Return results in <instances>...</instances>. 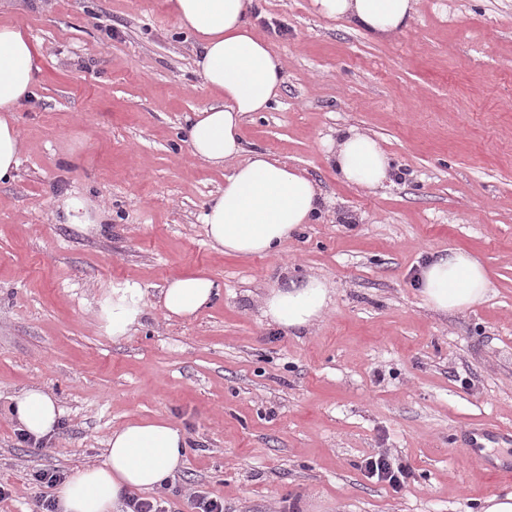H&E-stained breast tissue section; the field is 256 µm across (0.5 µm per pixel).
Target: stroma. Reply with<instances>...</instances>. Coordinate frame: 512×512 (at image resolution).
Returning a JSON list of instances; mask_svg holds the SVG:
<instances>
[{
	"instance_id": "obj_1",
	"label": "stroma",
	"mask_w": 512,
	"mask_h": 512,
	"mask_svg": "<svg viewBox=\"0 0 512 512\" xmlns=\"http://www.w3.org/2000/svg\"><path fill=\"white\" fill-rule=\"evenodd\" d=\"M255 33L280 55L271 110L246 117V151L313 180L319 219L278 255L213 250L200 220L233 164L214 169L178 137L216 104L167 0H44L15 15L38 46L35 95L15 114L25 146L0 184V512L50 497L39 470L104 460L112 428L164 417L187 438L172 512L197 493L224 512H478L512 490L464 450L468 429L512 432V0H417L411 25L375 40L312 0H257ZM373 135L390 181L366 192L328 161L338 130ZM109 209L95 236L54 219L55 200ZM461 247L485 265L487 300L423 306L428 254ZM206 271L224 296L190 320L156 305L171 277ZM334 286L315 326L269 325L260 297L285 273ZM147 290L131 337L104 336L95 298ZM37 384L62 409L43 446L20 442L9 399ZM390 455L402 490L369 477ZM364 462L370 477L376 476L379 481L387 482L396 491L403 489L410 477V472L405 465L396 463L395 459L392 460L385 454L370 456Z\"/></svg>"
}]
</instances>
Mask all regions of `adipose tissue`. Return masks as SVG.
Masks as SVG:
<instances>
[{
  "label": "adipose tissue",
  "mask_w": 512,
  "mask_h": 512,
  "mask_svg": "<svg viewBox=\"0 0 512 512\" xmlns=\"http://www.w3.org/2000/svg\"><path fill=\"white\" fill-rule=\"evenodd\" d=\"M329 19L382 39L404 31L414 18L416 0H313ZM179 29L198 40L196 64L205 86L219 104L187 116L181 139L191 155L215 169L235 161L224 190L210 199L202 221L211 247L241 259L277 254L284 242L313 223L321 211L315 183L295 168L262 152L244 153L241 126L247 114L268 111L284 81L283 62L272 45L252 30V0H172ZM23 0H0V182L12 179L23 137L14 114L36 85V46L12 20ZM330 159L347 184L373 190L394 173L392 162L371 136L342 133ZM68 224L85 235L99 233L110 219L105 207L86 196L64 195L55 202ZM423 304L439 314L465 313L483 303L492 280L469 250L453 248L430 254L420 269ZM224 286L202 272L169 279L159 294L166 315L190 318L210 308ZM326 281L286 277L262 297L269 323L298 331L320 321L332 301ZM146 290L136 281L113 282L94 307L98 327L119 341L132 336L146 315ZM13 416L34 439L54 434L60 409L41 387L31 386L12 399ZM186 435L164 418L130 420L106 440L105 460L73 469L55 487L58 512H119L126 496L159 490L182 467Z\"/></svg>",
  "instance_id": "obj_1"
}]
</instances>
